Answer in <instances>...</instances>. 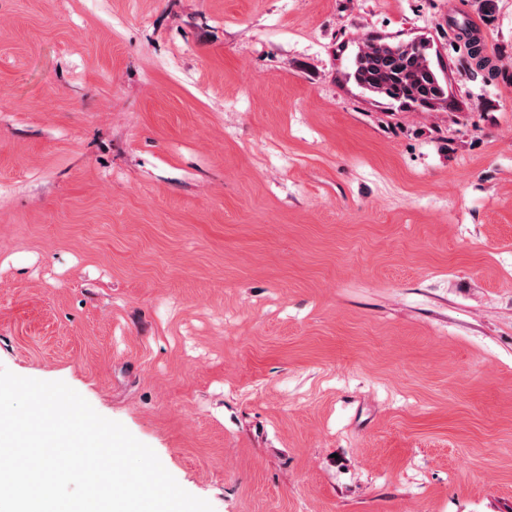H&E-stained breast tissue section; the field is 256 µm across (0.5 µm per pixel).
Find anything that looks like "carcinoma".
I'll use <instances>...</instances> for the list:
<instances>
[{
	"label": "carcinoma",
	"instance_id": "obj_1",
	"mask_svg": "<svg viewBox=\"0 0 512 512\" xmlns=\"http://www.w3.org/2000/svg\"><path fill=\"white\" fill-rule=\"evenodd\" d=\"M424 40L368 39L358 48L349 77L363 91L405 108L431 111L448 104V90Z\"/></svg>",
	"mask_w": 512,
	"mask_h": 512
}]
</instances>
